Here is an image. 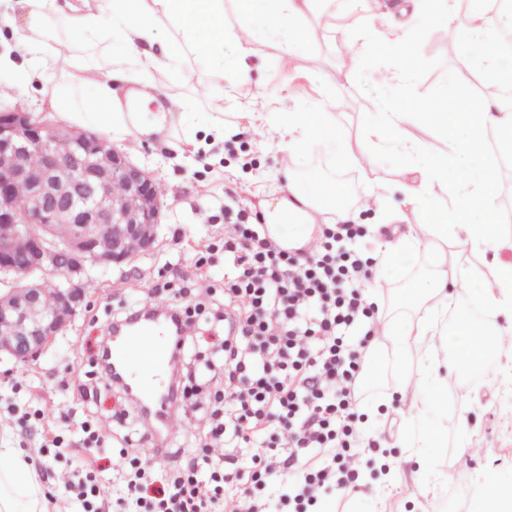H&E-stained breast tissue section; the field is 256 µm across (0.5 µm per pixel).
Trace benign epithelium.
Masks as SVG:
<instances>
[{
	"label": "benign epithelium",
	"mask_w": 512,
	"mask_h": 512,
	"mask_svg": "<svg viewBox=\"0 0 512 512\" xmlns=\"http://www.w3.org/2000/svg\"><path fill=\"white\" fill-rule=\"evenodd\" d=\"M72 147L56 146L55 127L29 112L0 113V223L15 225L0 235V280L12 286L0 295V354L26 363L48 348L86 299L79 272L130 264L149 250L164 202L157 184L117 147L75 129ZM38 153L39 165L30 162ZM122 183L125 194H113ZM23 184L20 194L16 186ZM22 222L27 228L16 224ZM71 225L61 237L56 225ZM26 256L18 268L14 255ZM62 279L59 302L44 304L43 282Z\"/></svg>",
	"instance_id": "1"
}]
</instances>
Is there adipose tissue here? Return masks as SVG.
Listing matches in <instances>:
<instances>
[{
	"mask_svg": "<svg viewBox=\"0 0 512 512\" xmlns=\"http://www.w3.org/2000/svg\"><path fill=\"white\" fill-rule=\"evenodd\" d=\"M22 8L25 37L20 49L31 71L50 69L58 74L49 106L70 125L106 128L118 138L136 139L169 134L172 129L189 130L192 119L186 112L145 115L143 105L153 99L148 88L128 91L119 97L111 77L90 70L75 51L78 43L96 40L111 30V51L119 64L142 71L182 67L185 50L203 54L216 67L234 72L239 81L251 79L245 54L225 55L226 41L249 44L256 33L274 41L288 58L299 55L292 31L297 21L311 10L315 0H237L244 13L262 22L234 32L224 27V0H17ZM431 23L446 27L455 36L457 51L472 66L512 84V60L500 51L496 35L512 25V14L483 10L460 12L453 0H426ZM85 89L81 102H74V89ZM427 117L439 124L444 149L419 145L408 130L415 113L390 103L383 104L372 137L407 160V174L398 182L403 194L399 219L408 223L406 234L378 242L379 262L372 283L381 288L388 275L415 251L431 257L429 275L411 287L399 289L404 305L426 302L427 320L412 323L384 322L374 342L391 346L401 363L414 359V349H424L428 366L412 383L408 400L398 414L411 422L425 423V442L442 448L447 444L449 352L460 364L483 362L486 352L497 346L496 333L486 335L484 345L473 342L478 332L469 321L448 332L449 288L473 292L484 307L496 311L512 308V261L495 258L486 262V252L512 250L501 221L498 198L491 188L500 179L485 149L487 139L512 147V112L499 98H484L470 107L455 100L434 103ZM336 116L331 112H292L288 115L287 155L329 147L336 139ZM336 185L289 179L287 193L261 206V219L284 248H298L315 241L318 215L335 213L337 222L353 221L343 209H330L328 198L339 195ZM466 225V239H458L456 228ZM459 243L475 260L463 273L448 265L447 246ZM39 478L24 453L0 447V512H49Z\"/></svg>",
	"mask_w": 512,
	"mask_h": 512,
	"instance_id": "ef3b65f1",
	"label": "adipose tissue"
}]
</instances>
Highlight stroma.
Returning a JSON list of instances; mask_svg holds the SVG:
<instances>
[{"mask_svg": "<svg viewBox=\"0 0 512 512\" xmlns=\"http://www.w3.org/2000/svg\"><path fill=\"white\" fill-rule=\"evenodd\" d=\"M424 0H338L334 10L308 14L296 26L304 48L302 58L285 63L272 41L250 43L248 61L252 81L237 84L231 71L216 75L204 57L189 58L195 71L193 84L183 83L174 71H152L146 79L164 94L177 99L190 112H220L229 131L218 138L199 127L196 152L179 153L174 145L156 139L124 141L129 159L162 189L164 208L158 240L120 268L93 272L84 307L52 346L26 366L28 385L14 391L10 383L17 366L0 359V439L24 445L34 468L56 473L75 469L83 451L78 448V421L94 415L101 430L112 435V410L118 392L100 390L96 399L78 405L62 382L70 366L97 349L107 335L115 312L141 304L161 281H177L192 272L199 245L224 236L226 195L239 198L250 214L260 203L283 196L288 177L303 181L325 180L342 189V209L355 212L365 224L381 221L382 211L395 209L399 194L389 183L404 166V159L372 145L369 128L378 120L379 107L389 101L448 97L461 105L479 98L484 77L472 66L450 55L437 36V25L424 18ZM14 79L9 96L0 98V109L20 108L50 119L47 92L57 79L48 72L30 77L0 72V80ZM291 112H335L340 124V147L311 150L294 159L292 172L283 169L282 134ZM364 148L359 162L342 159L344 145ZM382 198V211H359L370 195ZM431 269L425 252H418L393 285L383 286L377 301L383 319L425 320L426 304L400 306L393 288H404ZM498 381L473 387L466 399L448 409V445L444 448H410L412 427L396 412H388L368 434L386 449L391 476L378 465L365 467L362 484L345 495L322 499V512H477L481 501L495 499L512 488V341L497 349ZM48 412L51 420L67 418L66 449L42 459L41 425L20 427L19 419ZM469 448L480 456L467 458Z\"/></svg>", "mask_w": 512, "mask_h": 512, "instance_id": "stroma-1", "label": "stroma"}]
</instances>
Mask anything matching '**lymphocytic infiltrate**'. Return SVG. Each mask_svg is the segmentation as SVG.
I'll return each mask as SVG.
<instances>
[{"mask_svg":"<svg viewBox=\"0 0 512 512\" xmlns=\"http://www.w3.org/2000/svg\"><path fill=\"white\" fill-rule=\"evenodd\" d=\"M224 300L194 301L191 277L157 287L182 331L176 354L193 339L195 315L222 326L218 357L206 362L210 389L196 400L198 372L177 369L174 388L193 396L206 425L196 446L162 449L164 479L141 449L120 448L124 494L114 512H270L264 496L283 481L294 512L359 479L365 436L359 403L372 395L364 376L382 322L366 286L376 261L357 246L362 224H323L316 251L281 248L259 221L225 206Z\"/></svg>","mask_w":512,"mask_h":512,"instance_id":"obj_1","label":"lymphocytic infiltrate"}]
</instances>
